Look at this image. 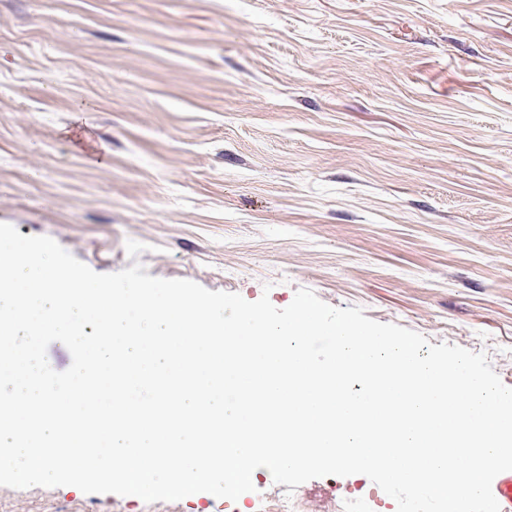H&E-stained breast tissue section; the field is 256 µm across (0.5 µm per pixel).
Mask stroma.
Returning <instances> with one entry per match:
<instances>
[{"label": "stroma", "mask_w": 512, "mask_h": 512, "mask_svg": "<svg viewBox=\"0 0 512 512\" xmlns=\"http://www.w3.org/2000/svg\"><path fill=\"white\" fill-rule=\"evenodd\" d=\"M0 223L279 309L297 289L512 388V0H0ZM355 474L296 488L348 506ZM0 512H225L0 486Z\"/></svg>", "instance_id": "stroma-1"}]
</instances>
